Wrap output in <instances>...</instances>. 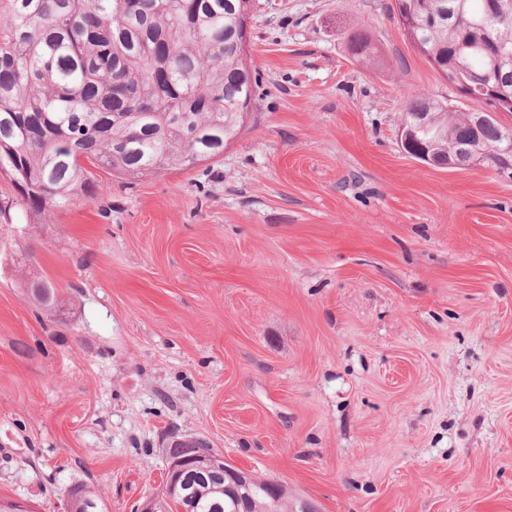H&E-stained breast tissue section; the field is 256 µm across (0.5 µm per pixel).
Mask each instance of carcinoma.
<instances>
[{"mask_svg":"<svg viewBox=\"0 0 512 512\" xmlns=\"http://www.w3.org/2000/svg\"><path fill=\"white\" fill-rule=\"evenodd\" d=\"M250 0H7L0 11V173L11 180L27 220L97 195L93 170L132 179L178 171L224 155L244 129L259 88L244 53ZM413 47L442 74L480 89L476 109L492 112L498 82L512 87V63L492 70L483 47L512 48V23L448 24V0H395ZM354 58L371 60L367 31L347 35ZM425 112L419 140L443 154L472 140L503 148L508 130L489 117L412 95L403 119ZM34 304L59 307L42 278L24 281ZM224 478L189 475L164 499V512H318L277 483L248 475L238 494ZM70 512H102L85 484L71 487Z\"/></svg>","mask_w":512,"mask_h":512,"instance_id":"carcinoma-1","label":"carcinoma"}]
</instances>
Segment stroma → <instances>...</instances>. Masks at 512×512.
<instances>
[{
  "instance_id": "obj_1",
  "label": "stroma",
  "mask_w": 512,
  "mask_h": 512,
  "mask_svg": "<svg viewBox=\"0 0 512 512\" xmlns=\"http://www.w3.org/2000/svg\"><path fill=\"white\" fill-rule=\"evenodd\" d=\"M391 3L255 0L222 159L96 170L45 225L0 175V503L136 512L174 435L318 512H512V181L403 151L411 93L468 104ZM347 43L350 53L357 60L370 61L371 40L367 31L356 28L347 35ZM23 287L27 288V293L35 305L46 309L59 307L60 296L49 280L42 278L26 279ZM73 495L68 512H101L102 505L95 492L86 484L74 485L70 488Z\"/></svg>"
}]
</instances>
